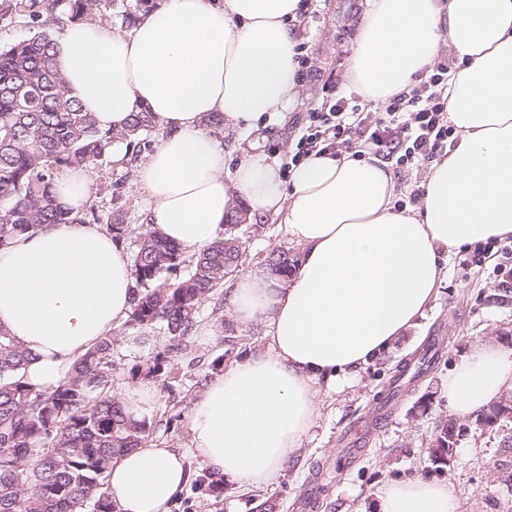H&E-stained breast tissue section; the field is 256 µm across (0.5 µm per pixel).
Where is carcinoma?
I'll return each mask as SVG.
<instances>
[{
  "label": "carcinoma",
  "mask_w": 512,
  "mask_h": 512,
  "mask_svg": "<svg viewBox=\"0 0 512 512\" xmlns=\"http://www.w3.org/2000/svg\"><path fill=\"white\" fill-rule=\"evenodd\" d=\"M114 0H0V24L21 18L33 35L0 47V248L44 224H107L119 243L129 234L120 215L91 207L75 215L54 195L66 168L96 167L115 140L135 161L155 133L151 114L136 112L120 130L103 132L92 113L68 96L55 66L49 28L111 16ZM247 209L226 217L224 244L194 254L157 233L139 234L131 254L132 307L123 331L160 328L170 349L184 352L198 328L201 303L239 270V230ZM298 263L284 246L272 249L268 266L281 277ZM122 331L78 356L57 386L38 390L24 381L29 353L0 326V512H114L98 492L123 454L148 437L146 419L128 415L112 394V352Z\"/></svg>",
  "instance_id": "obj_1"
}]
</instances>
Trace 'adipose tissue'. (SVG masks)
Segmentation results:
<instances>
[{
  "label": "adipose tissue",
  "instance_id": "1",
  "mask_svg": "<svg viewBox=\"0 0 512 512\" xmlns=\"http://www.w3.org/2000/svg\"><path fill=\"white\" fill-rule=\"evenodd\" d=\"M347 78L385 102L429 74L440 51L455 134L434 162L415 211L395 209L390 170L376 158L314 155L289 178L256 153L236 167L204 122L217 113L246 131L270 123L299 87L293 25L301 0H164L126 33L94 21L56 34L68 93L101 130L151 112L162 138L137 170L152 231L188 252L221 245L238 203L280 214L302 258L288 278L254 266L232 298L235 319L267 329L269 350L215 377L190 417L210 471L273 483L320 415V386L341 387L416 324L435 298L451 250L512 236V0H369ZM78 212L88 169L55 182ZM132 269L97 224H48L0 249V327L33 355L25 379L57 385L131 308ZM512 390V348L471 344L444 393L459 416ZM188 479L181 454L142 443L108 471L118 512H166ZM377 512H459L451 484L412 479L375 493Z\"/></svg>",
  "mask_w": 512,
  "mask_h": 512
}]
</instances>
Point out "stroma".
<instances>
[{"label":"stroma","instance_id":"1","mask_svg":"<svg viewBox=\"0 0 512 512\" xmlns=\"http://www.w3.org/2000/svg\"><path fill=\"white\" fill-rule=\"evenodd\" d=\"M304 3L294 30L309 62L298 69L296 101L261 131L249 133L226 124L215 132L229 151L255 145L257 153L277 165L283 175L302 133L301 117L320 107L325 98L350 96L349 57L367 11L366 0ZM124 153V143L114 142L101 166L93 168V205L104 212L122 211L133 229L123 244L129 251L136 245L137 232L146 228L147 195ZM240 236L243 272L265 263L273 247L291 244L281 218L271 215ZM499 261V256H492L479 269L467 265L465 253L449 252L448 272L418 325L341 390L320 389L321 414L309 436L277 480L262 488L228 479L214 495L193 485L194 479L207 473L191 443L189 417L195 400L215 376L269 349L264 326L241 325L232 314L236 278L227 279L201 304L190 353L169 351L166 333L159 328L146 330L141 337L122 338L112 355L117 368L113 393L152 389L153 401L145 413L151 425L148 440L185 457L190 482L172 501L169 512H298L299 494L314 478L322 486L315 512H373L374 492L380 484L416 477L450 483L459 512H512V448L504 445L505 437H512V423L504 429L485 430L475 418H462L463 436L450 464L434 463L430 453L438 425L452 416L443 387L463 351L477 342L512 347V286L494 275ZM434 336L447 340L442 357L395 400L391 415L369 438L361 456L354 460L344 455L341 433L373 411L388 394L400 367L419 356ZM157 357L162 360V376L131 377V369Z\"/></svg>","mask_w":512,"mask_h":512}]
</instances>
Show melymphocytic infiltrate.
<instances>
[{"label": "lymphocytic infiltrate", "instance_id": "f902f5d3", "mask_svg": "<svg viewBox=\"0 0 512 512\" xmlns=\"http://www.w3.org/2000/svg\"><path fill=\"white\" fill-rule=\"evenodd\" d=\"M448 70L447 60L434 63L426 81L405 88L375 109L353 96L306 113L292 164L301 163L316 151L337 153L342 145L356 139L372 154L395 160L400 166L432 162L454 133L445 98Z\"/></svg>", "mask_w": 512, "mask_h": 512}]
</instances>
